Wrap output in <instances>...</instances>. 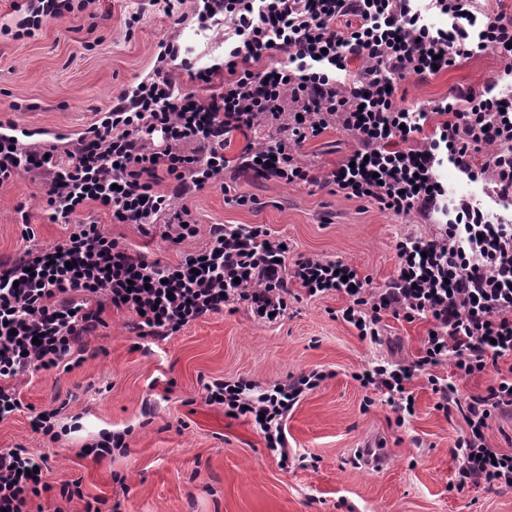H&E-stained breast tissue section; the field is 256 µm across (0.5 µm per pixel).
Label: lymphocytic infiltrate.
Instances as JSON below:
<instances>
[{
	"label": "lymphocytic infiltrate",
	"mask_w": 512,
	"mask_h": 512,
	"mask_svg": "<svg viewBox=\"0 0 512 512\" xmlns=\"http://www.w3.org/2000/svg\"><path fill=\"white\" fill-rule=\"evenodd\" d=\"M93 0H18L20 18L1 33L34 37L45 20L84 11ZM446 26L427 24L428 11ZM199 21L224 15L233 23L223 63L196 70L207 95L180 90L168 68L179 53L161 42L150 74L123 90L108 112L74 141L29 144L0 131V184L27 175L46 187L51 217L88 205L107 208L116 224L182 246L199 229L188 206L171 195L223 183L224 151L245 141L236 172L255 181L333 186L400 217L435 221L446 190L438 166L448 163L473 179L494 183L512 198V94L488 85L459 90L431 110L399 106L397 81L446 70L495 54L512 73V15H479L476 0H197ZM363 61L353 71L354 61ZM336 126L355 147L327 172L297 155L307 140ZM482 165H474L477 153ZM169 178L171 191L160 188ZM428 237L396 244L390 282L369 279L339 260L292 253L261 224L211 225L206 244L175 263L112 239L96 224L71 225L51 245L25 228L21 256L0 258V422L22 411L14 382L41 370H72L84 339L102 326L106 308L126 312L138 337L167 338L188 324L246 306L258 321L284 318L293 291L346 299L338 315L359 339H380L384 315L423 320L429 328L412 360L377 364L358 373L404 424L416 413L411 389L425 378L435 410L457 413L464 427L454 441L448 489L512 488V449L492 447L498 416L512 413V225L466 199ZM447 364L454 376L435 369ZM498 373L485 393L464 395L455 380L488 368ZM328 378L322 370L264 387L240 377L202 385L205 402L223 406L262 432L268 450L287 464L283 420ZM47 458L23 448L0 451V512H28L29 498L50 491Z\"/></svg>",
	"instance_id": "f902f5d3"
}]
</instances>
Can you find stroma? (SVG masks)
I'll return each instance as SVG.
<instances>
[{"mask_svg":"<svg viewBox=\"0 0 512 512\" xmlns=\"http://www.w3.org/2000/svg\"><path fill=\"white\" fill-rule=\"evenodd\" d=\"M143 2L96 0L91 13L48 20L33 38L0 34V122L15 125L31 143L58 136L70 141L148 75L160 40H175L182 57L197 64L223 60L224 21L189 43L186 32L198 26L194 0H186L184 23L147 13L129 24ZM494 80L500 90H512V77L502 75L500 60L489 53L401 82L396 96L402 106L426 108L452 90ZM354 145L351 134L331 127L307 141L302 154L327 170ZM231 187L249 203L226 202L217 186L186 197L200 232L185 249L204 245L214 224H262L288 238L296 252L343 261L380 287L396 273L399 238L437 230L418 216L404 220L327 188L255 184L243 176ZM43 197V184L26 175L0 185V257L19 255L27 223L38 244L65 237L66 220H50ZM79 218L95 221L122 243L148 246L164 261L178 259L179 251L146 240L135 225L112 223L102 207L88 206ZM344 304L336 293L304 296L274 324L255 320L241 305L164 340L137 338L124 313L106 310V325L87 337L78 367L15 382L25 404L59 409L64 431L52 443L32 432L27 414L0 422V450L20 446L48 459L52 490L29 501V512H55L60 505L84 512L98 499L119 512H512V490L449 493L451 448L463 422L435 410L425 379L414 380L416 414L401 427L386 406L370 403V390L356 379L379 361L416 357L427 323L385 316L381 340L372 344L336 317ZM312 369L331 377L284 422L288 451L303 457L300 465L281 467L251 422L226 416L202 397L203 383L212 379L244 377L268 387ZM123 430L126 450L98 460L86 455L100 432ZM373 432L392 454L381 470L353 461L362 438ZM73 481L83 496L62 504L57 489Z\"/></svg>","mask_w":512,"mask_h":512,"instance_id":"35a3bbf8","label":"stroma"}]
</instances>
